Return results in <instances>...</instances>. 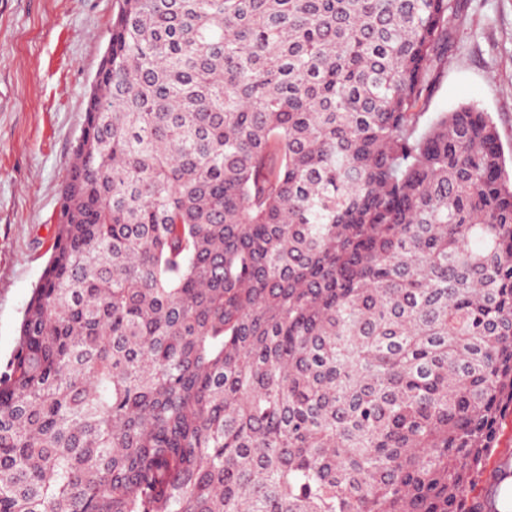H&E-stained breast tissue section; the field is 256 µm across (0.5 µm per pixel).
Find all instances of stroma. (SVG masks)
<instances>
[{
	"instance_id": "35a3bbf8",
	"label": "stroma",
	"mask_w": 512,
	"mask_h": 512,
	"mask_svg": "<svg viewBox=\"0 0 512 512\" xmlns=\"http://www.w3.org/2000/svg\"><path fill=\"white\" fill-rule=\"evenodd\" d=\"M116 0H0V364L15 347L50 255ZM447 59L434 62L423 121L462 104L489 113L512 153V0H457Z\"/></svg>"
}]
</instances>
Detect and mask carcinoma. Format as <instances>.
Masks as SVG:
<instances>
[{
    "label": "carcinoma",
    "mask_w": 512,
    "mask_h": 512,
    "mask_svg": "<svg viewBox=\"0 0 512 512\" xmlns=\"http://www.w3.org/2000/svg\"><path fill=\"white\" fill-rule=\"evenodd\" d=\"M455 0H119L0 369V512H483L512 179L420 127Z\"/></svg>",
    "instance_id": "carcinoma-1"
}]
</instances>
